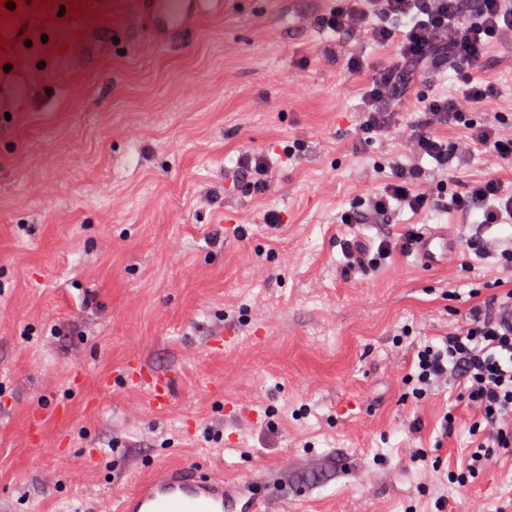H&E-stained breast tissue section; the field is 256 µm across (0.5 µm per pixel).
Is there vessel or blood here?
Here are the masks:
<instances>
[{
  "label": "vessel or blood",
  "instance_id": "vessel-or-blood-1",
  "mask_svg": "<svg viewBox=\"0 0 512 512\" xmlns=\"http://www.w3.org/2000/svg\"><path fill=\"white\" fill-rule=\"evenodd\" d=\"M223 13L224 0H135L133 15L149 46L168 49L182 46L200 20ZM452 254L453 240L444 227L430 228L415 245V255L425 267ZM147 406L163 412L171 409L167 379L155 378ZM255 507L243 486L188 468L159 470L119 498V512H254Z\"/></svg>",
  "mask_w": 512,
  "mask_h": 512
}]
</instances>
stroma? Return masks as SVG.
I'll return each instance as SVG.
<instances>
[{
  "label": "stroma",
  "instance_id": "obj_1",
  "mask_svg": "<svg viewBox=\"0 0 512 512\" xmlns=\"http://www.w3.org/2000/svg\"><path fill=\"white\" fill-rule=\"evenodd\" d=\"M132 3L28 0L0 22V512H100L158 466L251 485L262 512H512L483 412L418 377V351L512 291V223L483 228V255L444 207L491 176L512 187V164L474 146L444 173L406 142L420 99L458 89L449 64L368 141L365 79L325 51L386 70L393 45L339 44L312 0H224L157 50ZM481 76L499 99L461 103L444 143L512 128V33ZM247 150L267 192L234 176ZM398 166L434 205L393 203L382 253L376 225L341 216ZM437 224L456 251L431 269L411 240ZM154 375L169 412L146 408Z\"/></svg>",
  "mask_w": 512,
  "mask_h": 512
}]
</instances>
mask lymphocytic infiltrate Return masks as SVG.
Listing matches in <instances>:
<instances>
[{
    "mask_svg": "<svg viewBox=\"0 0 512 512\" xmlns=\"http://www.w3.org/2000/svg\"><path fill=\"white\" fill-rule=\"evenodd\" d=\"M406 21V33H398L395 21ZM314 26L336 32L340 39L396 44L400 60L421 62L440 48H448L460 77L457 98L422 100L425 119L415 124L409 146L432 157L440 170H447L455 151L436 135L437 127L457 122V100L489 104L496 96L492 84L474 82L471 73L481 68L492 39L512 32V0H346L345 5L318 15ZM401 108L384 73L367 78L363 94L364 130L388 129ZM418 170L395 167L389 181L375 193L365 208L345 215L348 224H379L392 203L404 202L416 211L427 209L430 200L413 192ZM449 208L462 222L480 218L482 224L512 223V189L489 178L467 194L452 196ZM512 305V293L497 297L474 311L440 345H429L419 367L425 377L453 378L466 384L470 402L489 419L493 439L500 448L512 447V329L499 318L502 308Z\"/></svg>",
    "mask_w": 512,
    "mask_h": 512,
    "instance_id": "obj_1",
    "label": "lymphocytic infiltrate"
}]
</instances>
